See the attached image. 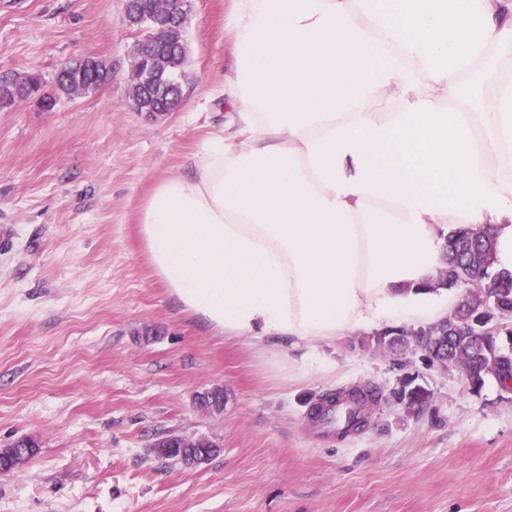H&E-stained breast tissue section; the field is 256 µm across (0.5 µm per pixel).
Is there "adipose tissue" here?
Segmentation results:
<instances>
[{
    "mask_svg": "<svg viewBox=\"0 0 512 512\" xmlns=\"http://www.w3.org/2000/svg\"><path fill=\"white\" fill-rule=\"evenodd\" d=\"M234 2L227 119L141 209L185 311L310 351L447 316L449 229L512 271V0Z\"/></svg>",
    "mask_w": 512,
    "mask_h": 512,
    "instance_id": "obj_1",
    "label": "adipose tissue"
}]
</instances>
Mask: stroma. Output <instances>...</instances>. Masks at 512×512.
<instances>
[{"mask_svg": "<svg viewBox=\"0 0 512 512\" xmlns=\"http://www.w3.org/2000/svg\"><path fill=\"white\" fill-rule=\"evenodd\" d=\"M230 0H191L184 98L134 111L124 0H0V73L54 75L95 58L94 91L0 106V447L38 453L0 475V512H512V393L420 350H374L373 330L321 343L280 371L287 343L228 338L176 303L138 227L145 198L224 123ZM219 387L224 410L197 408ZM375 388L366 426L325 433L329 392ZM420 400L408 397L411 389ZM220 450L158 457L168 433Z\"/></svg>", "mask_w": 512, "mask_h": 512, "instance_id": "obj_1", "label": "stroma"}]
</instances>
